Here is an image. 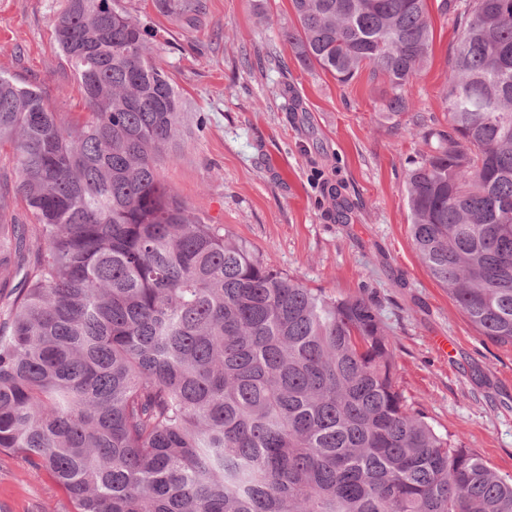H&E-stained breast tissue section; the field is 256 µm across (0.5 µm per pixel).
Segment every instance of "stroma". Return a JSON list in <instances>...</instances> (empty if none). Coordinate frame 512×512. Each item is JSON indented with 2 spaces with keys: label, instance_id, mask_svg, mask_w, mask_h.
<instances>
[{
  "label": "stroma",
  "instance_id": "stroma-1",
  "mask_svg": "<svg viewBox=\"0 0 512 512\" xmlns=\"http://www.w3.org/2000/svg\"><path fill=\"white\" fill-rule=\"evenodd\" d=\"M432 60L414 80L412 113L391 117L381 86L339 84L304 67L279 33L290 0H205L196 26L155 0H118L149 30L156 62L184 109L183 131L158 174L205 223L223 225L270 266L335 296H365L396 344L399 385L440 431L512 477V346L482 336L419 261L406 178L423 126L447 129L442 89L454 13L427 0ZM63 0H0V74L37 86L62 123L83 94L57 48ZM453 349L438 350V338ZM42 472L0 453V512H65Z\"/></svg>",
  "mask_w": 512,
  "mask_h": 512
}]
</instances>
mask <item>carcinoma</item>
<instances>
[{"label":"carcinoma","instance_id":"obj_1","mask_svg":"<svg viewBox=\"0 0 512 512\" xmlns=\"http://www.w3.org/2000/svg\"><path fill=\"white\" fill-rule=\"evenodd\" d=\"M187 25L203 0H155ZM281 32L342 85L365 69L392 117L429 60L427 0H291ZM449 130L406 185L414 248L470 323L512 345V0L454 5ZM58 48L83 90L65 126L0 74V453L69 512H512V477L458 448L396 379L364 296L307 288L206 224L157 166L179 97L116 0H65ZM19 197L26 219H3Z\"/></svg>","mask_w":512,"mask_h":512}]
</instances>
